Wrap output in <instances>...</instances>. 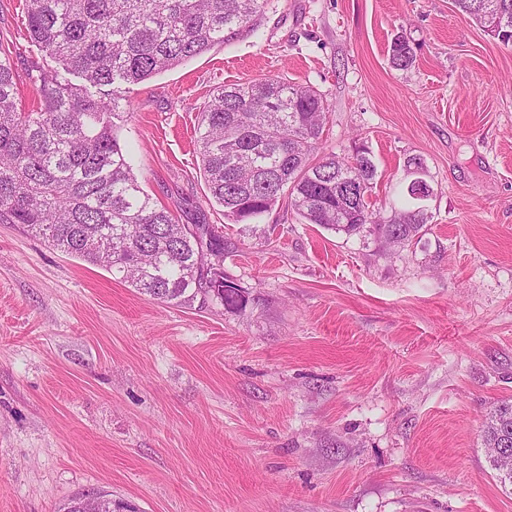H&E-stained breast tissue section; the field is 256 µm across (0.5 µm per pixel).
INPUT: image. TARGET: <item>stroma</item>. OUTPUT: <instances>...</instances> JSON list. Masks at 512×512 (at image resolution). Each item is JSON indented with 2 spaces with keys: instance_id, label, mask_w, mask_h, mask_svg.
Returning <instances> with one entry per match:
<instances>
[{
  "instance_id": "1",
  "label": "stroma",
  "mask_w": 512,
  "mask_h": 512,
  "mask_svg": "<svg viewBox=\"0 0 512 512\" xmlns=\"http://www.w3.org/2000/svg\"><path fill=\"white\" fill-rule=\"evenodd\" d=\"M0 47L35 105L20 0H0ZM265 76L323 94L321 150L366 147L377 204L422 159L416 242L391 252L284 199L225 223L199 114ZM128 96L119 138L142 187L223 226L224 276L249 302L164 304L0 223V512L98 492L140 512H512L483 441L512 403V47L452 0H265L252 27ZM390 62L397 70H408L413 66L414 55L407 41L401 37H396L390 46Z\"/></svg>"
}]
</instances>
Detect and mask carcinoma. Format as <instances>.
Listing matches in <instances>:
<instances>
[{
    "instance_id": "carcinoma-1",
    "label": "carcinoma",
    "mask_w": 512,
    "mask_h": 512,
    "mask_svg": "<svg viewBox=\"0 0 512 512\" xmlns=\"http://www.w3.org/2000/svg\"><path fill=\"white\" fill-rule=\"evenodd\" d=\"M501 16L482 0H452L505 46H512V0ZM264 0H25L30 41L42 58L80 74L72 85L38 62L39 103L28 109L18 75L0 46V223L21 224L56 249L102 267L164 303L200 297L242 311L244 291L224 280L208 255L227 250L224 232L179 222L143 189L119 140L125 93L240 31ZM390 62L413 66L396 37ZM328 105L309 86L268 76L225 85L200 112L198 153L210 198L232 224H250L283 197L307 224L353 235L368 228L395 248L410 244L428 212L371 201L376 166L368 152L318 155ZM484 441L512 453V403L495 407Z\"/></svg>"
}]
</instances>
